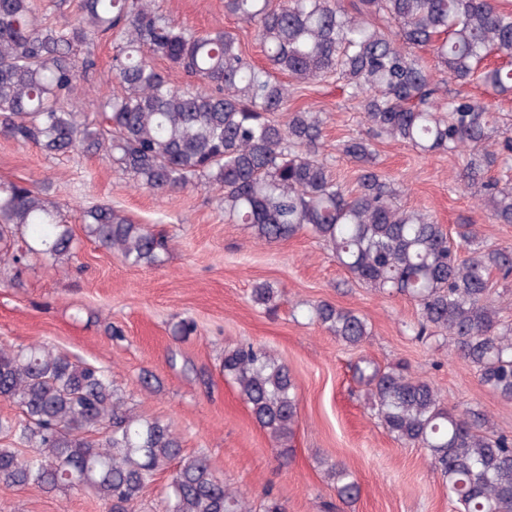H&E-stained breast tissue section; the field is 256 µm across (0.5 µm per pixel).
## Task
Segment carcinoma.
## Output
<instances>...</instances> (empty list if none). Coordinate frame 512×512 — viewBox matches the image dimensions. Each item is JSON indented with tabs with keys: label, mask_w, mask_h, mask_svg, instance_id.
Wrapping results in <instances>:
<instances>
[{
	"label": "carcinoma",
	"mask_w": 512,
	"mask_h": 512,
	"mask_svg": "<svg viewBox=\"0 0 512 512\" xmlns=\"http://www.w3.org/2000/svg\"><path fill=\"white\" fill-rule=\"evenodd\" d=\"M224 11L254 26L268 66L248 60L224 30L192 32L159 13L153 0H80L70 23L36 16L31 0H0V128L38 145L49 157L103 153L138 187L176 192L189 186L218 193L229 220L271 244L306 230L324 242L358 282L418 309L419 340L442 336L481 382L512 401V326L491 297L493 272L512 276V247L480 240L473 224L452 242L429 215L396 203L393 184L365 167L348 190L322 154V120L288 111L294 85L329 78L362 109L375 137L428 155L469 151L460 173L478 188L497 224H512V185L489 177L500 154L512 151V127L500 149H488L496 123L488 104L465 95L438 97V83L412 49L427 47L440 71L512 93V11L496 0H224ZM112 41L118 88L103 95V119H86L78 83L95 66L83 53L89 36ZM492 55L510 62L491 66ZM169 63L204 85L182 88L157 68ZM288 74L275 80L271 71ZM279 112L287 120L275 119ZM342 152L358 163L370 140L355 136ZM86 235L132 265L158 266L167 242L121 211L98 206L82 213ZM24 246L4 254L18 267L27 255L58 261L71 254L74 233L60 207L16 183H0V242ZM277 291L252 288V301L276 308ZM312 319L336 340L358 346L366 320L322 301ZM233 381L257 423L288 457L298 422L297 386L288 366L266 348L243 345L224 354ZM372 408L405 445L428 450L458 512H512V436L486 435L471 409L448 408L435 387L397 363L355 365ZM0 398L18 418H0V483L46 493L85 488L109 512H133L152 477L178 461L163 512H251L203 455L182 453L171 425L136 412L112 375L47 345L0 347ZM339 498L360 493L340 463L328 465Z\"/></svg>",
	"instance_id": "cac0c4a2"
}]
</instances>
